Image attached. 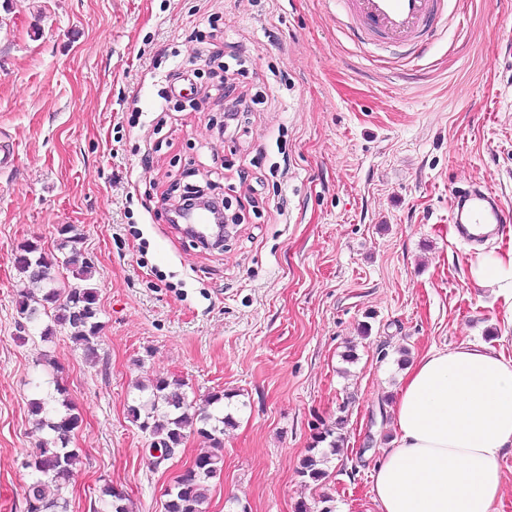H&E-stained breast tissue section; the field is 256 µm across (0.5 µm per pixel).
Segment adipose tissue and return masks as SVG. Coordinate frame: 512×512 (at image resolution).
I'll return each mask as SVG.
<instances>
[{"label":"adipose tissue","mask_w":512,"mask_h":512,"mask_svg":"<svg viewBox=\"0 0 512 512\" xmlns=\"http://www.w3.org/2000/svg\"><path fill=\"white\" fill-rule=\"evenodd\" d=\"M394 424V445L373 468L378 512H498L512 359L472 342L418 355L397 390Z\"/></svg>","instance_id":"1"}]
</instances>
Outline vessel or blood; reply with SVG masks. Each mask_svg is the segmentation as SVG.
Returning <instances> with one entry per match:
<instances>
[{"label": "vessel or blood", "mask_w": 512, "mask_h": 512, "mask_svg": "<svg viewBox=\"0 0 512 512\" xmlns=\"http://www.w3.org/2000/svg\"><path fill=\"white\" fill-rule=\"evenodd\" d=\"M351 15L358 37L424 51L443 19V0H336ZM449 222L458 239L477 244L503 236L512 223V208L493 191L472 186L455 191Z\"/></svg>", "instance_id": "obj_1"}]
</instances>
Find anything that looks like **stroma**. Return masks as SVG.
Masks as SVG:
<instances>
[{
	"mask_svg": "<svg viewBox=\"0 0 512 512\" xmlns=\"http://www.w3.org/2000/svg\"><path fill=\"white\" fill-rule=\"evenodd\" d=\"M354 25L336 0H0V131L17 144L0 168V512H26L42 437L30 403L58 386L81 419L68 512H111L106 484L133 512H164L210 444L188 434L151 465L129 408L159 378L183 379L200 408L225 393L234 418L202 512H296L324 494L335 512H376L401 355L470 341L512 357V290L474 276L512 240L472 249L449 222L459 187L512 206V0H450L417 60ZM204 42L242 45L265 99L232 148L213 101L163 99L176 63L212 80ZM259 148L288 172L267 178L256 214L237 170ZM186 181L242 217L223 250L167 223L161 197ZM65 224L98 292L90 356L66 334L41 338L18 308L40 293L15 267L21 243L72 282ZM341 415L343 450L303 485L301 459Z\"/></svg>",
	"mask_w": 512,
	"mask_h": 512,
	"instance_id": "obj_1",
	"label": "stroma"
}]
</instances>
